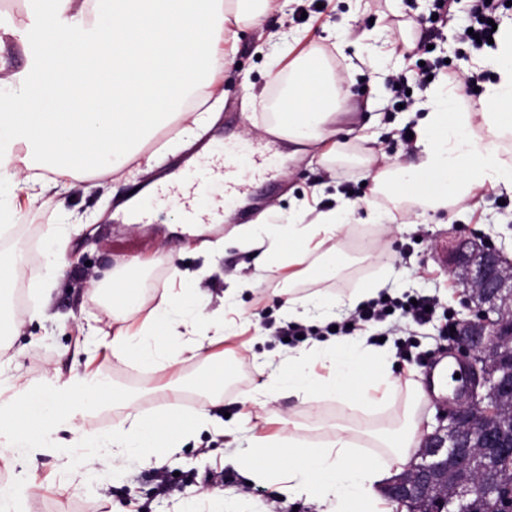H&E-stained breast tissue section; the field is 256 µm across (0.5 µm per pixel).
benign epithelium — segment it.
Here are the masks:
<instances>
[{
  "instance_id": "1",
  "label": "benign epithelium",
  "mask_w": 512,
  "mask_h": 512,
  "mask_svg": "<svg viewBox=\"0 0 512 512\" xmlns=\"http://www.w3.org/2000/svg\"><path fill=\"white\" fill-rule=\"evenodd\" d=\"M461 284L474 304L473 318L456 326L453 346L465 366L466 384L451 408L424 444L420 456L427 462L413 466L387 488V495L402 503L430 497L468 502L475 484L448 483L441 470L448 468V449L473 464L475 447L512 458V434L500 430L512 412V260L487 243L464 244L458 258Z\"/></svg>"
}]
</instances>
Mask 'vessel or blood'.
I'll use <instances>...</instances> for the list:
<instances>
[{
    "label": "vessel or blood",
    "mask_w": 512,
    "mask_h": 512,
    "mask_svg": "<svg viewBox=\"0 0 512 512\" xmlns=\"http://www.w3.org/2000/svg\"><path fill=\"white\" fill-rule=\"evenodd\" d=\"M275 166L273 154L260 150L253 141L217 142L198 161L186 189L159 192L155 202L178 206L186 223L207 224L218 214L222 201L232 200L246 190V183L237 179L239 170H247L256 178L267 175Z\"/></svg>",
    "instance_id": "b4317fda"
}]
</instances>
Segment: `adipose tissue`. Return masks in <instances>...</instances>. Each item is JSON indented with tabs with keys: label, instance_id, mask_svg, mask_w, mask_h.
<instances>
[{
	"label": "adipose tissue",
	"instance_id": "adipose-tissue-1",
	"mask_svg": "<svg viewBox=\"0 0 512 512\" xmlns=\"http://www.w3.org/2000/svg\"><path fill=\"white\" fill-rule=\"evenodd\" d=\"M69 2L40 0L44 36L28 76L45 87V94L33 101L23 83L0 79V206L33 203L51 185L71 188L83 173H117L132 164L152 168L155 156L144 151V141L175 123L182 134L197 135L205 116L190 106L213 96L224 69V42L236 38L242 24L257 22L274 8V0H81L69 17ZM480 63L496 75L485 87L480 111H450L460 86H432L427 111L414 126L416 158L380 172L376 190L403 187L408 199L431 212L448 210L487 186L512 191V161L500 156L502 140L512 137V24L502 27L496 49ZM346 96L338 77L314 58L299 56L288 70L276 124L295 144L326 142L335 134ZM49 172L54 175L50 183L45 180ZM353 211L342 203L320 212L312 223L275 224L267 238L250 236L246 242L271 249L287 242L279 264L290 267L316 239L334 238ZM256 322L252 314L235 320L210 317L189 294L166 292L139 324L117 327L102 345L115 359L165 371L183 354L200 353ZM392 356L391 349H375L363 338L315 340L289 355L287 378L267 375L259 390L273 396L285 387L315 403L353 393L381 407L396 388ZM315 359L330 364L333 380L314 374L310 363ZM97 386L90 372L48 390L19 389L0 402V447L16 460L38 448H79L80 465L94 478L117 452L144 464L174 454L170 432L176 425L187 435L203 429L227 437L237 433L203 408L178 420L165 408L150 415L138 412L128 426L105 437L72 430L63 399ZM62 430L72 431V438L60 439ZM383 441L393 453L382 465L352 448L342 427L332 444L313 449L306 464L299 454L303 442L292 434L253 436L247 448L226 455L224 463L244 467L257 451L268 463L253 477L279 497L311 501L322 512H394L381 490L420 453L424 439L410 419Z\"/></svg>",
	"mask_w": 512,
	"mask_h": 512
}]
</instances>
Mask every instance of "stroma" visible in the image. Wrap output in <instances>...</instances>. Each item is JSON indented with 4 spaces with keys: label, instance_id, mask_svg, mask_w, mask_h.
<instances>
[{
    "label": "stroma",
    "instance_id": "obj_1",
    "mask_svg": "<svg viewBox=\"0 0 512 512\" xmlns=\"http://www.w3.org/2000/svg\"><path fill=\"white\" fill-rule=\"evenodd\" d=\"M317 3L280 0L260 25L239 28L235 47L224 58V96L213 107L210 124L191 142L178 137L174 125L156 131L145 144L157 155L152 170L132 176L89 173L74 189L46 192L36 203L0 216V223L9 227L0 247L20 268L19 277L0 293L12 308L10 323L0 332V399L8 398L14 387L61 383L89 366L106 387L107 401L91 419L75 417L76 427L108 433L126 424L134 409L147 413L174 401L185 410L199 408L204 398L191 383L214 369L206 354H183L173 370L156 372L103 351L90 364L76 349L79 334L102 336L115 329L111 308L89 288L88 269L125 270L134 290L124 313L139 321L164 290L173 288L170 273L176 267L185 274L183 288L210 315L222 312L231 282L249 278L255 283L238 298L237 307L259 314L260 329L221 344L228 396L213 409L215 416H228L230 423L240 425L238 446L247 447L255 434L321 435L341 423L363 431L365 453L377 460L383 454L375 446L380 426L402 425L411 415L423 433L434 431L444 402L429 392L424 365L450 355L451 339L439 333L444 315L456 322L472 316L457 275L436 251H451L469 238L489 241L511 256L512 207L500 209L502 189L487 188L450 210L425 214L396 207L389 195L374 194L366 186L382 162L412 155L399 140L406 115L385 112L389 91L378 81L380 72H399L410 62L398 52L379 58L375 66L369 58L383 37L395 43L413 41L415 31L403 16L428 17L432 2L331 0L322 13ZM37 25L33 0H11L0 13V70L6 75L18 77L28 69L34 45L27 34ZM277 31L297 37L295 53H317L341 67L349 95L336 125L335 154L327 162H314L317 149L312 146L292 158L287 141L279 140L273 146L275 174L252 181L223 220L205 225L195 236L177 231L180 217L171 207L151 212L144 223L128 221L122 205L131 191L182 170L190 158L204 153L211 138L264 137L265 126L274 120L268 110L272 86L288 70L287 62H275L269 44V34ZM340 197L358 207L334 240L314 256H303L306 269L298 282L304 293L326 290L335 297L340 318L349 313L345 301L351 293L374 285L401 299L436 298V313L425 325L400 320L396 332L386 321L366 328L371 343L382 340L394 349L393 373L400 382L389 405L377 413H370L364 398L314 407L283 391L269 401L252 402L263 362L292 350L274 334L285 323L282 306L289 282L287 269L274 265L262 250L246 246L240 229L246 224L262 236L267 225L287 224L295 217L308 224L319 212L335 208ZM60 238L66 242V268L51 276L44 244ZM134 258L139 266L128 268ZM186 443L185 450L159 468L174 487L168 496L158 492V468L120 454L94 480L82 479L80 467L58 448L32 452L20 464L0 457V471L13 482L33 479L30 512H181L193 503L208 512L207 495L216 489L225 499L242 501L246 512H318L316 504L275 498L260 483L248 482L245 473L225 467L224 436L203 432ZM213 476L223 477V485L213 487Z\"/></svg>",
    "mask_w": 512,
    "mask_h": 512
}]
</instances>
